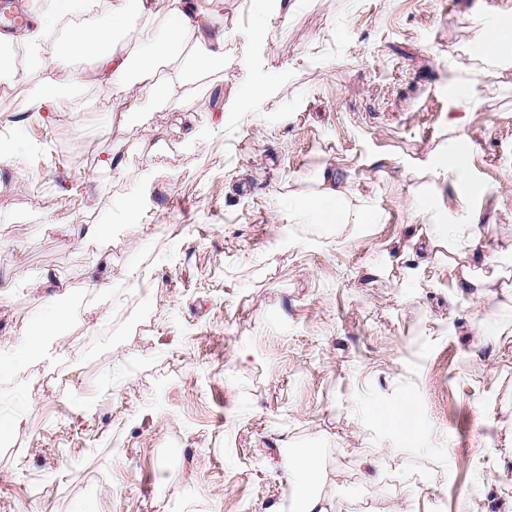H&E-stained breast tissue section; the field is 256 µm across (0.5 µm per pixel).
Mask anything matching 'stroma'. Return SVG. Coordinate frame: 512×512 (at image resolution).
I'll return each instance as SVG.
<instances>
[{
    "label": "stroma",
    "mask_w": 512,
    "mask_h": 512,
    "mask_svg": "<svg viewBox=\"0 0 512 512\" xmlns=\"http://www.w3.org/2000/svg\"><path fill=\"white\" fill-rule=\"evenodd\" d=\"M200 3L223 61L123 122L90 84L20 124L36 85L0 82V138L54 156L0 171V339L43 274L73 295L49 357L0 373V412H28L0 447V512H296L302 453L335 512H512V55L479 41L512 0H301L261 22ZM327 167L373 223H300L288 201ZM106 212L110 237L67 241ZM470 212L477 245L432 247ZM103 251L113 303L86 286ZM406 399L413 440L375 418Z\"/></svg>",
    "instance_id": "obj_1"
}]
</instances>
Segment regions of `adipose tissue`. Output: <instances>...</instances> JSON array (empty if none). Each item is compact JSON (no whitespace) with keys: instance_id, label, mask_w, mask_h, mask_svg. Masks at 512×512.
<instances>
[{"instance_id":"adipose-tissue-1","label":"adipose tissue","mask_w":512,"mask_h":512,"mask_svg":"<svg viewBox=\"0 0 512 512\" xmlns=\"http://www.w3.org/2000/svg\"><path fill=\"white\" fill-rule=\"evenodd\" d=\"M34 21L28 36L32 47L23 67L11 66L0 56V72H9L21 82L40 75L38 90L26 104L27 111L41 113L56 107L71 91L91 81L112 84L121 91L113 111L127 115L144 98L163 93L174 99L186 85L184 59H192L205 69L224 59V29L203 16L198 0H108L105 11L91 25H71L56 51L40 46L41 36L51 34L64 18L86 13V0H57L46 8L45 0H26ZM128 39L139 46L136 57H128L119 47ZM77 56L94 58L96 68L87 72L73 67ZM167 66H160V59ZM297 209L310 224H369L373 218L360 207H350L345 191L333 175H321L315 188L301 197ZM71 320L70 302L60 291L39 297L31 319L21 328V341L0 347V369L14 366L27 356H44L57 331ZM292 491L299 500V512H333L331 498L316 494L324 480L318 459L311 454L289 459Z\"/></svg>"}]
</instances>
